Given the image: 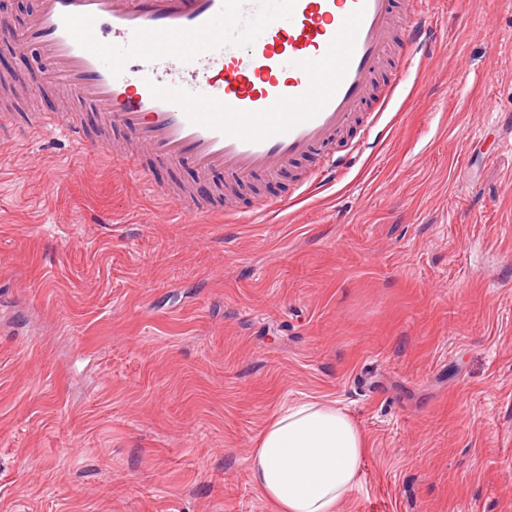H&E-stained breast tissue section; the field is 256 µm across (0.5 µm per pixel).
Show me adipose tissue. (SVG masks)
Segmentation results:
<instances>
[{
	"mask_svg": "<svg viewBox=\"0 0 512 512\" xmlns=\"http://www.w3.org/2000/svg\"><path fill=\"white\" fill-rule=\"evenodd\" d=\"M368 448L365 434L336 403H291L268 419L248 476L273 512H342Z\"/></svg>",
	"mask_w": 512,
	"mask_h": 512,
	"instance_id": "obj_1",
	"label": "adipose tissue"
}]
</instances>
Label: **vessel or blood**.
I'll return each instance as SVG.
<instances>
[{"label": "vessel or blood", "mask_w": 512, "mask_h": 512, "mask_svg": "<svg viewBox=\"0 0 512 512\" xmlns=\"http://www.w3.org/2000/svg\"><path fill=\"white\" fill-rule=\"evenodd\" d=\"M396 0H38L13 35L38 48L46 84L69 92L74 110L34 116L42 131L140 178V152L188 163L203 176L224 171L235 185L274 177L317 154L353 124L373 132L405 77L396 70L373 111L363 105L388 55L414 62L426 45L419 11L399 27ZM103 123L90 133L86 113ZM344 157L298 180L303 193L335 181ZM192 218L217 201L165 193Z\"/></svg>", "instance_id": "1"}]
</instances>
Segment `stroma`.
I'll use <instances>...</instances> for the list:
<instances>
[{
    "label": "stroma",
    "instance_id": "obj_1",
    "mask_svg": "<svg viewBox=\"0 0 512 512\" xmlns=\"http://www.w3.org/2000/svg\"><path fill=\"white\" fill-rule=\"evenodd\" d=\"M35 4L0 0V90L53 112ZM427 43L341 179L232 224L0 126V512H270L250 451L311 398L369 440L344 512H512V0H436Z\"/></svg>",
    "mask_w": 512,
    "mask_h": 512
}]
</instances>
